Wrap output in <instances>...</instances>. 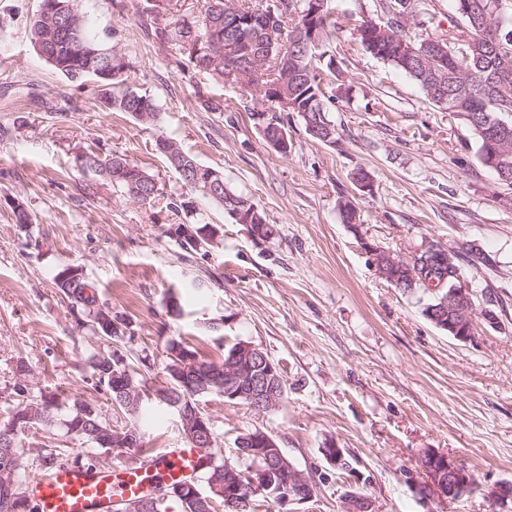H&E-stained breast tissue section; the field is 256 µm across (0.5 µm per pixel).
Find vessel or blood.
Returning <instances> with one entry per match:
<instances>
[{
	"label": "vessel or blood",
	"mask_w": 512,
	"mask_h": 512,
	"mask_svg": "<svg viewBox=\"0 0 512 512\" xmlns=\"http://www.w3.org/2000/svg\"><path fill=\"white\" fill-rule=\"evenodd\" d=\"M148 467L120 464L64 467L34 479L30 492L38 512H110L113 504L132 501L157 484H178L195 477L201 462L192 448L151 451Z\"/></svg>",
	"instance_id": "b4317fda"
}]
</instances>
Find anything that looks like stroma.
Masks as SVG:
<instances>
[{"instance_id": "stroma-1", "label": "stroma", "mask_w": 512, "mask_h": 512, "mask_svg": "<svg viewBox=\"0 0 512 512\" xmlns=\"http://www.w3.org/2000/svg\"><path fill=\"white\" fill-rule=\"evenodd\" d=\"M38 5L0 0V413L22 362L32 391L86 399L113 430L129 424L89 372L98 338L56 285L57 272L75 266L127 336L123 351L150 388L167 382L171 341L217 364L248 341L278 364L284 396L269 412L216 394L199 404L226 457L246 431L274 436L314 486L292 512H343L353 491L371 497L376 512H493L488 488L512 481V185L479 161L460 114L428 102L360 44L355 28L377 15L378 0H329L336 32L324 50L336 67L319 72L336 136L314 140L298 113H280L285 155L268 147L253 117L269 108L262 96L180 65L157 39L145 0H82L81 10L92 33L125 57L124 88L155 98L153 127L109 111L93 84L76 86L45 64L29 35ZM414 5L429 23L411 33L456 45L464 23L451 0ZM198 85L221 111L201 106ZM161 135L220 170L225 191L250 197L273 235L252 236L183 186L156 146ZM89 150L125 156L169 201L191 208L113 192L78 168ZM360 169L372 193L357 189ZM89 184L98 187L91 197ZM344 199L358 224L343 223ZM17 203L30 224H15ZM181 224L214 227L219 245L183 249L172 233ZM367 242L400 255L428 242L458 254L481 313L473 338L430 323L417 296L376 273ZM190 281L197 290L181 291ZM139 424L146 448L186 445L173 412L156 401H146ZM331 442L353 471L326 462ZM427 448L464 463L476 487L447 502L418 495L413 477Z\"/></svg>"}]
</instances>
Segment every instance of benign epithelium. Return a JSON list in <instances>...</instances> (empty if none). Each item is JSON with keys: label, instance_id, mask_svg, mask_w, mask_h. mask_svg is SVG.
Instances as JSON below:
<instances>
[{"label": "benign epithelium", "instance_id": "7a95c632", "mask_svg": "<svg viewBox=\"0 0 512 512\" xmlns=\"http://www.w3.org/2000/svg\"><path fill=\"white\" fill-rule=\"evenodd\" d=\"M286 6L288 3L284 0H268L266 11L269 22L263 37V50L270 58L275 54L280 57L285 56L288 52V48L284 46L282 33L275 24L276 14L284 13ZM410 19V0H383L379 20L367 18L359 28L374 26L379 21L396 31L408 27ZM321 38V28L315 22L302 23L294 34V41L298 45H317ZM395 46L398 48V58L407 62L415 56L424 57L430 61L448 57V47H446V41L442 39L429 38L418 42L414 39L409 41L402 38L395 42ZM224 53L226 55L224 71L215 72L213 76L226 83H236L240 77V66L232 61V58L237 56L236 44L224 42ZM287 86L288 76L285 75L274 87L275 93L269 95L271 111L297 112L300 110L299 101L288 93ZM475 91L476 84L467 80L459 85L455 92L456 98L446 96L439 102V106L447 112H455L457 111L456 99L473 97ZM267 141L273 150L283 154L288 152L289 139L285 129L279 128L270 132ZM256 211L257 208L254 205L233 211L238 222L247 225L249 232L255 237L265 232L264 226L252 223ZM363 245L378 275L396 288L415 283L430 284L437 290L448 287V300L437 307L430 308L426 317L437 328L459 341L466 342L473 337L477 309L472 289L466 287L462 281L449 285L445 277L439 281L425 278L430 269L445 265L450 253L437 249L434 243H427L406 256L367 241L363 242ZM197 366V361L185 357L177 362L174 374L184 382L195 379L199 376ZM208 376L213 382L216 380L224 382L219 395L225 400L237 404L245 403L256 413H264L274 408L284 395L279 367L264 351L248 341L239 342L230 359L208 371ZM112 378L121 387L124 398L132 399L139 392L133 376L123 368V361L120 359L112 366ZM176 407L179 410L181 423L184 425L185 438L194 447L212 452L210 468H216L218 454L214 453L215 440L210 419L203 414L199 403H194L188 398L178 402ZM235 454L241 461L251 458L255 460L250 468V473L256 475V478L252 479L251 488L275 499L278 505L305 503L312 498L310 481L301 471L289 464L288 458L276 440L267 432L258 429L240 437L236 442ZM421 459L427 462V465L422 468L425 480L416 484L417 489L422 493L448 500L456 499L474 489L476 479L473 472L447 454L427 449L422 453ZM269 465L288 474V483L276 488L269 484L266 476ZM222 470H224V482L212 480L210 486L213 491L220 493L224 508L230 512H238L245 506L253 507L252 493H243L236 470L229 466L222 467ZM170 495H172V489L164 488L149 497L125 503L120 512H145L155 505L156 498ZM487 498L502 510L508 508L509 502L512 501V484L508 482L495 484L489 489Z\"/></svg>", "mask_w": 512, "mask_h": 512}]
</instances>
